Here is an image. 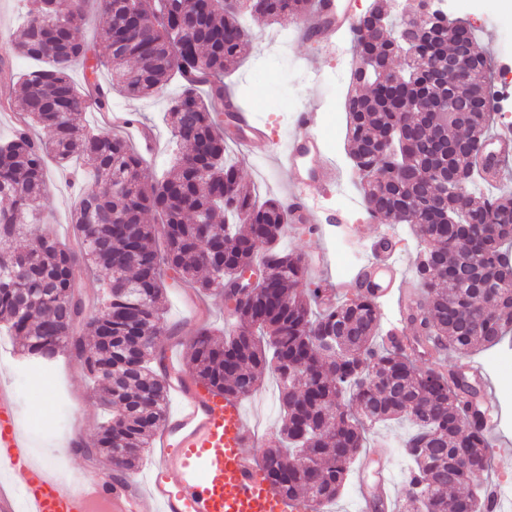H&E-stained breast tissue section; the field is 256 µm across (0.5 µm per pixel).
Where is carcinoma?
Wrapping results in <instances>:
<instances>
[{
  "label": "carcinoma",
  "instance_id": "1",
  "mask_svg": "<svg viewBox=\"0 0 512 512\" xmlns=\"http://www.w3.org/2000/svg\"><path fill=\"white\" fill-rule=\"evenodd\" d=\"M253 17L274 23L312 17L316 0H246ZM103 41L77 38L84 0H26L25 19L0 40V51L38 60L18 95L0 91V110L19 122L0 141V333L20 354L49 365L76 357L106 414L97 440L84 449L103 459L107 476L139 468L167 404L156 339L164 327L165 277L200 293L234 301L230 331L204 326L187 365L196 380L245 397L271 373L279 386L281 425L261 455L271 489L319 501L339 496L367 429L405 417L417 431L404 443L414 463L409 496L426 512H488L481 477L490 456L482 405L466 417L465 388L456 376L420 368L379 336V296L367 288L348 301L322 304L324 288L300 289L303 257L280 248L288 209L259 201L226 159L224 109L241 111L224 90V74L251 41L240 10L220 0H96ZM366 31L350 36L356 53L345 100L347 137L363 204L381 223L409 224L430 248L416 262L418 302L406 307L416 338L435 350L467 355L479 344L512 335V192L475 200L459 196L448 178L470 185L477 168L508 169L506 158L480 154L489 112H464L451 101L448 54H466L472 99H488L490 60L471 47L470 29L425 15L424 0L393 19L390 0H373ZM416 56L396 65L402 40ZM81 60L95 87L105 70L110 86L130 98L149 96L182 79L164 120L176 149L157 178L123 135L85 122L91 109L111 112L112 95L80 89L71 77ZM380 72L363 92L364 69ZM37 125L45 140L30 136ZM80 157L95 172L73 210L77 247L50 234L18 250L12 239L34 218L46 195V160L67 166ZM154 213L158 224L144 215ZM456 223H448V215ZM485 231L476 234L472 225ZM264 276L251 299H231L240 269ZM102 275L97 312L84 313L75 270ZM491 282L493 290L481 286ZM339 338L332 355L320 337ZM358 406L345 412L346 395Z\"/></svg>",
  "mask_w": 512,
  "mask_h": 512
}]
</instances>
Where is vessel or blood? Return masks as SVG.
I'll use <instances>...</instances> for the list:
<instances>
[{
	"label": "vessel or blood",
	"instance_id": "b4317fda",
	"mask_svg": "<svg viewBox=\"0 0 512 512\" xmlns=\"http://www.w3.org/2000/svg\"><path fill=\"white\" fill-rule=\"evenodd\" d=\"M314 20L299 24L302 37L319 36L335 45L352 25L337 0H319ZM312 114L302 109L297 131L288 143L291 223H317L319 214L307 195L311 184L335 189L336 174L320 139L312 132ZM366 272L375 287L394 282L397 270L387 260L371 261ZM165 381L174 400L160 428L163 451L147 481L133 475L115 481L86 469L62 474L57 452L36 456L33 442L19 420L17 395L0 385V512H142L151 502L155 512H315L309 499L291 500L274 493L251 447L258 437L247 422L241 397L192 380L179 355L167 354ZM19 487H10L15 475ZM389 470L361 493L363 512L387 502Z\"/></svg>",
	"mask_w": 512,
	"mask_h": 512
}]
</instances>
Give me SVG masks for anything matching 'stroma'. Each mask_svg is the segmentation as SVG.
<instances>
[{
  "label": "stroma",
  "mask_w": 512,
  "mask_h": 512,
  "mask_svg": "<svg viewBox=\"0 0 512 512\" xmlns=\"http://www.w3.org/2000/svg\"><path fill=\"white\" fill-rule=\"evenodd\" d=\"M450 18L459 19L473 29L480 52L492 60L493 72L505 76L512 84V19L502 16L494 7V0H448ZM254 40L244 53L235 70L226 75V83L243 91V109L253 115L265 132L256 141L249 155H242L236 145H229L227 158L240 167L243 184L256 190L258 199L270 197L287 200L289 180L288 158L273 155V146H286L296 130V115L303 105H311L314 112L313 130L321 138L325 151L336 163L339 185L353 188L356 175L346 154L347 117L344 101L351 88L349 82L337 81L339 68L351 67L352 57L327 53L314 39L298 36L297 24L284 26L270 24L260 19L251 20ZM288 35V53L275 51L279 33ZM180 91L178 81L160 93L141 99H128L114 94L118 110L137 113L141 122L155 132L158 144L148 161L154 172H162L171 153L170 134L162 121L169 101ZM48 196L44 204L42 225L24 231L17 238V248L27 247L45 230H52L63 244L74 245L70 214L76 186L61 176L55 161L47 163ZM321 220L316 226L306 224L286 225L280 240L283 249L301 254L302 257L316 250L325 253V264L320 271L309 272L307 287L326 284L333 287L337 300L354 297L351 284L356 272L364 267L373 253L377 240L390 237L393 244L391 258L404 275L397 278L392 288L382 292L379 300V318L382 331L402 326L405 336H413L411 326L400 323V302L415 284L414 264L421 242L405 224H375L368 218L363 206L347 205L339 194L321 199ZM190 287L177 283L167 289L165 304V330L158 340L159 352L178 349L187 354L200 326L185 306L191 295ZM471 360L482 365L493 383L495 394L488 398L501 434L512 439V404H504L501 392L512 386V343L502 342L494 347H481L473 351ZM55 381L64 385L66 401L63 408L53 409L49 396H42L37 405L21 404L20 420L28 426L36 454L59 446L72 434H80L81 453L69 455L68 472L74 473L88 464L84 450L92 446L95 436L82 432L84 421L98 420L100 407L90 395V385L85 380L80 361L73 357L60 358L52 367ZM248 416L260 423L261 435L275 430L280 419L278 387L272 375H265L260 387L245 397ZM410 422L400 420L370 429L364 441L371 449L375 463H389L394 480L391 506L388 512H409L407 478L411 462L403 450L405 438L412 432Z\"/></svg>",
  "instance_id": "obj_1"
}]
</instances>
